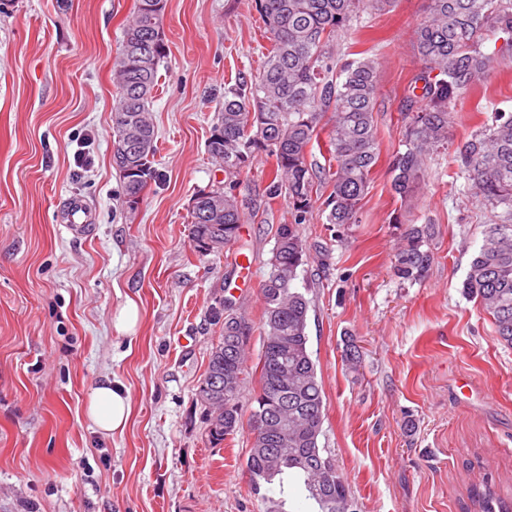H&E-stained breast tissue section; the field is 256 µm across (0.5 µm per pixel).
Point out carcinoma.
Instances as JSON below:
<instances>
[{
    "mask_svg": "<svg viewBox=\"0 0 512 512\" xmlns=\"http://www.w3.org/2000/svg\"><path fill=\"white\" fill-rule=\"evenodd\" d=\"M393 2L255 0L271 49L258 70L224 86V104L207 142L209 155L224 170V185L198 192L191 209L194 247L208 242L209 253L223 252L236 241L245 214L259 209L255 200L237 192L241 172L258 155L275 161L266 197L285 198L291 219L277 229L270 271L261 287L263 351L246 468L254 484L276 481L281 494L284 479L294 478L314 512L356 508L333 458L319 447L326 404L308 350L310 301L295 287L306 257L300 226L310 223L318 202L326 223H358L359 204L379 155L374 128L378 63L369 57H343L336 46L360 14L382 11ZM430 2L428 19L415 32L416 49L427 68L420 77L421 107L408 117L406 151L397 153L391 166L392 188L404 199L419 189L428 156L448 143L455 101L485 83L500 63L482 51L483 33H502L512 46V0ZM165 8L166 0H136L113 68L112 146L142 144L120 166L122 194L131 208L155 179L157 142L150 103L168 56ZM323 131L326 168L309 160ZM457 158L468 189L492 209L502 208L499 223L486 225L482 233L463 292L479 299L500 341L512 347V112L494 111L492 123L464 142ZM431 237L430 224L406 225L393 266L397 278L412 282L424 275L432 260ZM216 319L222 322L221 336L196 396L208 413L210 442L217 446L240 429L244 339L250 326L231 307ZM270 415L288 419V437L262 432Z\"/></svg>",
    "mask_w": 512,
    "mask_h": 512,
    "instance_id": "obj_1",
    "label": "carcinoma"
}]
</instances>
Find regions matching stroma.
Returning <instances> with one entry per match:
<instances>
[{
	"mask_svg": "<svg viewBox=\"0 0 512 512\" xmlns=\"http://www.w3.org/2000/svg\"><path fill=\"white\" fill-rule=\"evenodd\" d=\"M135 0H5L0 5V512H271L273 494L246 470L250 424L212 446L196 399L233 301L250 322V417L262 349L261 285L284 198L263 202L274 162L240 175L262 202L220 255L191 241L195 194L223 179L207 141L225 84L256 71L270 42L253 0H167L168 56L150 108L158 151L152 181L128 207L112 153V69ZM430 0H396L341 36V53L378 58L379 160L359 223L302 225L308 260L296 286L310 301L308 348L327 415L320 447L358 512H482L485 485L512 500V347L462 291L497 213L460 176L457 149L489 107L512 112V65L464 93L448 144L427 161L420 192L401 199L391 164L425 71L414 33ZM94 214L89 235L63 227L69 199ZM429 224L431 265L402 282L393 265L406 225ZM253 262L234 290L235 260ZM134 332L113 320L127 301ZM188 344H181V337ZM360 352L357 368L346 344ZM124 385L131 417L101 436L83 415L102 377Z\"/></svg>",
	"mask_w": 512,
	"mask_h": 512,
	"instance_id": "obj_1",
	"label": "stroma"
}]
</instances>
